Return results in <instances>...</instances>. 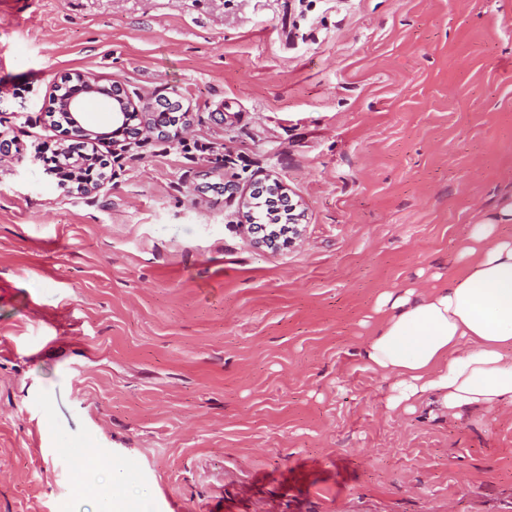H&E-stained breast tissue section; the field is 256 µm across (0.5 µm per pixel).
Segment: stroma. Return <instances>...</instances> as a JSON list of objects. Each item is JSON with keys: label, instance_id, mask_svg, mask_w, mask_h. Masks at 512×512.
I'll return each mask as SVG.
<instances>
[{"label": "stroma", "instance_id": "stroma-1", "mask_svg": "<svg viewBox=\"0 0 512 512\" xmlns=\"http://www.w3.org/2000/svg\"><path fill=\"white\" fill-rule=\"evenodd\" d=\"M75 71L188 119L88 196L45 162ZM0 137V512H512V411L360 357L512 206V0H0ZM273 179L303 235L257 248Z\"/></svg>", "mask_w": 512, "mask_h": 512}]
</instances>
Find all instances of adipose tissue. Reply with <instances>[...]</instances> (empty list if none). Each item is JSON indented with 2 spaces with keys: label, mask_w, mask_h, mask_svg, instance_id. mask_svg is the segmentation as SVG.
Wrapping results in <instances>:
<instances>
[{
  "label": "adipose tissue",
  "mask_w": 512,
  "mask_h": 512,
  "mask_svg": "<svg viewBox=\"0 0 512 512\" xmlns=\"http://www.w3.org/2000/svg\"><path fill=\"white\" fill-rule=\"evenodd\" d=\"M450 279L377 303L361 353L392 382L391 407L427 394L449 414L512 407V230L474 225Z\"/></svg>",
  "instance_id": "1"
}]
</instances>
